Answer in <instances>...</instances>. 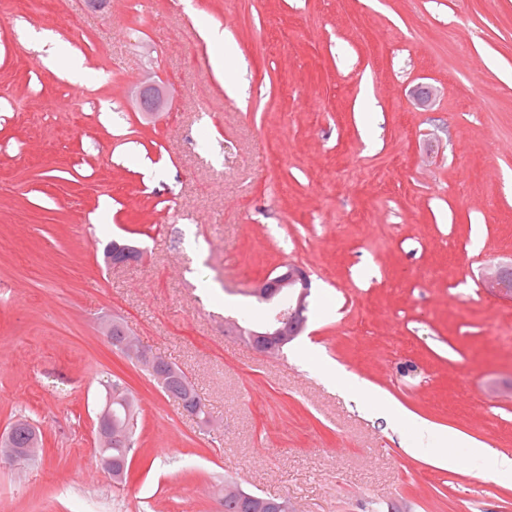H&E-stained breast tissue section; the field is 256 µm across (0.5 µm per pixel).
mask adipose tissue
Listing matches in <instances>:
<instances>
[{
  "label": "adipose tissue",
  "mask_w": 512,
  "mask_h": 512,
  "mask_svg": "<svg viewBox=\"0 0 512 512\" xmlns=\"http://www.w3.org/2000/svg\"><path fill=\"white\" fill-rule=\"evenodd\" d=\"M324 379L345 389L358 405L367 407L376 402H384L388 416L394 419L404 417L403 408L393 401L383 400L379 391L372 386L349 376L343 368L335 362H327L322 369ZM466 444L468 456H460L456 448L458 444ZM438 465L451 469L466 468L477 470L480 475L491 476L504 481H512V456L497 452L485 447L483 444L470 440L461 441L458 435L444 434L440 437V445L436 452Z\"/></svg>",
  "instance_id": "obj_1"
}]
</instances>
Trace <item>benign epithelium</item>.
Listing matches in <instances>:
<instances>
[{
	"label": "benign epithelium",
	"instance_id": "7a95c632",
	"mask_svg": "<svg viewBox=\"0 0 512 512\" xmlns=\"http://www.w3.org/2000/svg\"><path fill=\"white\" fill-rule=\"evenodd\" d=\"M164 88L146 85L141 97L142 112L152 116L166 105ZM512 280V258L488 264L482 278V287L494 295L512 297L507 288ZM311 279L307 271L296 264H285L275 276L259 281L253 289L255 297L270 309L266 322L257 329L231 324L229 331L235 336L251 337L250 345L259 353L276 355L294 337L300 335L306 326V310L310 295ZM107 340L117 338L116 344L126 357L133 358L143 366L157 371V381L163 382L169 362L143 346L120 322H106L102 327ZM123 406L125 411L132 409V400L124 394L123 388L108 389L105 399L96 411V432L101 448V467L113 474V479L124 480V470L112 471V445L127 440L129 433L125 421L115 415V408Z\"/></svg>",
	"mask_w": 512,
	"mask_h": 512
}]
</instances>
